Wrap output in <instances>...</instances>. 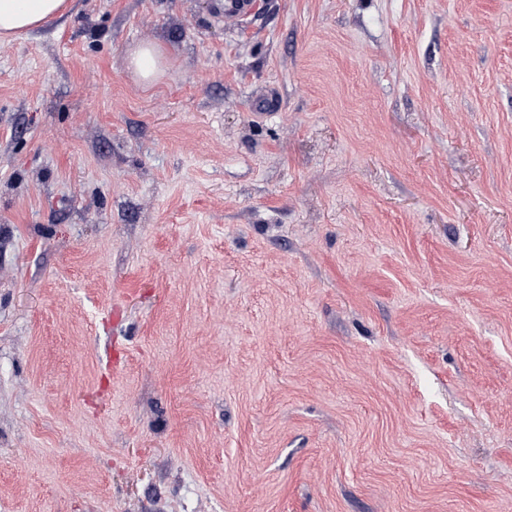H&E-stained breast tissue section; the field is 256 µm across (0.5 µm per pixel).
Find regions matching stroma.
<instances>
[{"label":"stroma","instance_id":"obj_1","mask_svg":"<svg viewBox=\"0 0 512 512\" xmlns=\"http://www.w3.org/2000/svg\"><path fill=\"white\" fill-rule=\"evenodd\" d=\"M252 2L0 50V512H512V0ZM161 58V51L152 44L144 45L131 55V66L145 86H150L160 73Z\"/></svg>","mask_w":512,"mask_h":512}]
</instances>
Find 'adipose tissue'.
<instances>
[{
    "instance_id": "1",
    "label": "adipose tissue",
    "mask_w": 512,
    "mask_h": 512,
    "mask_svg": "<svg viewBox=\"0 0 512 512\" xmlns=\"http://www.w3.org/2000/svg\"><path fill=\"white\" fill-rule=\"evenodd\" d=\"M68 9V0H0V49Z\"/></svg>"
}]
</instances>
